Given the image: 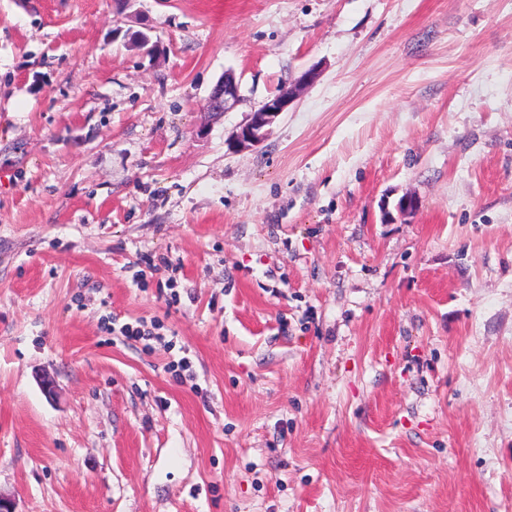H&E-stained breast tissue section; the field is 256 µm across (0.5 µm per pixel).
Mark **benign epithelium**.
<instances>
[{"mask_svg": "<svg viewBox=\"0 0 512 512\" xmlns=\"http://www.w3.org/2000/svg\"><path fill=\"white\" fill-rule=\"evenodd\" d=\"M319 77L318 68L313 66L300 73L292 82L276 95L268 98L250 113L249 119L232 131L229 142L238 151L252 150L260 146L270 134L279 116L288 111L304 88ZM240 85L233 73H227L211 91L206 110L212 115H220L240 102Z\"/></svg>", "mask_w": 512, "mask_h": 512, "instance_id": "benign-epithelium-1", "label": "benign epithelium"}]
</instances>
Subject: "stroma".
Returning <instances> with one entry per match:
<instances>
[{
	"label": "stroma",
	"mask_w": 512,
	"mask_h": 512,
	"mask_svg": "<svg viewBox=\"0 0 512 512\" xmlns=\"http://www.w3.org/2000/svg\"><path fill=\"white\" fill-rule=\"evenodd\" d=\"M0 500L512 512V0H0ZM319 77L317 66L300 73L292 82L276 95L268 98L250 113L249 119L232 131L228 140L237 151L252 150L260 146L270 134L271 128L283 112L298 99L304 88L313 84ZM240 85L234 73H227L211 91L206 110L212 116L232 110L240 102Z\"/></svg>",
	"instance_id": "35a3bbf8"
}]
</instances>
